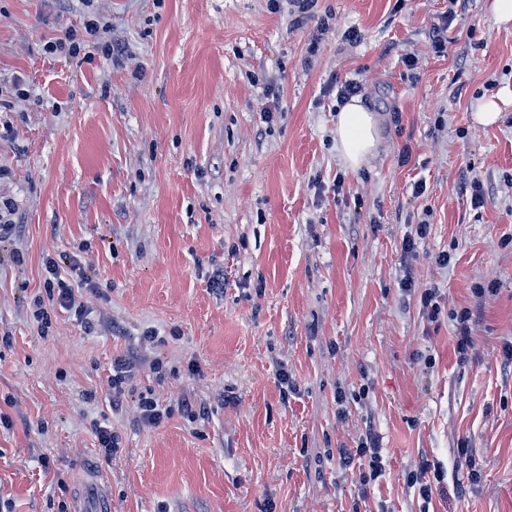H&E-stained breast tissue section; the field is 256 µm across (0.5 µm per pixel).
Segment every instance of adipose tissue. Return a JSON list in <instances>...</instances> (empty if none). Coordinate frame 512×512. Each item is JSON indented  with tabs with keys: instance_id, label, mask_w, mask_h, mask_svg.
Segmentation results:
<instances>
[{
	"instance_id": "adipose-tissue-1",
	"label": "adipose tissue",
	"mask_w": 512,
	"mask_h": 512,
	"mask_svg": "<svg viewBox=\"0 0 512 512\" xmlns=\"http://www.w3.org/2000/svg\"><path fill=\"white\" fill-rule=\"evenodd\" d=\"M336 149L345 166L356 170L379 144L378 121L358 99L346 102L336 115Z\"/></svg>"
}]
</instances>
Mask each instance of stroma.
<instances>
[{
	"instance_id": "1",
	"label": "stroma",
	"mask_w": 512,
	"mask_h": 512,
	"mask_svg": "<svg viewBox=\"0 0 512 512\" xmlns=\"http://www.w3.org/2000/svg\"><path fill=\"white\" fill-rule=\"evenodd\" d=\"M490 3L318 0L296 26L272 0H94L128 53L73 58L47 46L82 30L80 0H0V200L17 224L0 244V512H73L93 470L112 512H350L358 474L336 451L369 429L387 467L366 512H419L406 475L426 458L448 470L430 512H512V27ZM447 15L438 53L429 32ZM345 79L380 123L356 172L334 143ZM266 86L280 102L269 122ZM498 96L497 123H476ZM424 217L431 233L407 254ZM61 256L90 316L53 306L45 330L31 300ZM407 271L439 288L447 317L428 323L418 296L403 299ZM149 331L160 341L146 348ZM137 349L112 410L108 368ZM364 383L368 399L338 411L337 390ZM142 393L161 423L140 422ZM93 419L121 438L112 462L96 457ZM472 314L470 311H464L458 319L460 325L458 334L456 336L455 352L458 354L459 361H466L468 359L469 351L473 349L474 342L470 336L468 322Z\"/></svg>"
}]
</instances>
